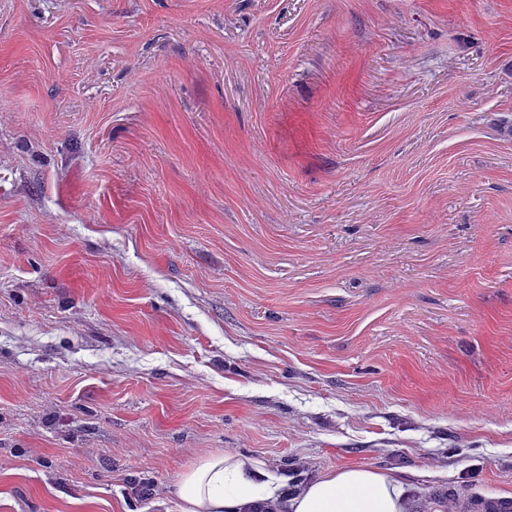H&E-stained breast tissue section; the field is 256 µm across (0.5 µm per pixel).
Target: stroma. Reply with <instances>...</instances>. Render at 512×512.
Wrapping results in <instances>:
<instances>
[{
  "mask_svg": "<svg viewBox=\"0 0 512 512\" xmlns=\"http://www.w3.org/2000/svg\"><path fill=\"white\" fill-rule=\"evenodd\" d=\"M213 452L512 500V0H0V512Z\"/></svg>",
  "mask_w": 512,
  "mask_h": 512,
  "instance_id": "35a3bbf8",
  "label": "stroma"
}]
</instances>
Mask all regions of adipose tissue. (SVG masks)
<instances>
[{"label":"adipose tissue","mask_w":512,"mask_h":512,"mask_svg":"<svg viewBox=\"0 0 512 512\" xmlns=\"http://www.w3.org/2000/svg\"><path fill=\"white\" fill-rule=\"evenodd\" d=\"M173 493L180 512H408L410 507L395 470L349 465L291 489L263 463L224 452L184 470Z\"/></svg>","instance_id":"ef3b65f1"}]
</instances>
